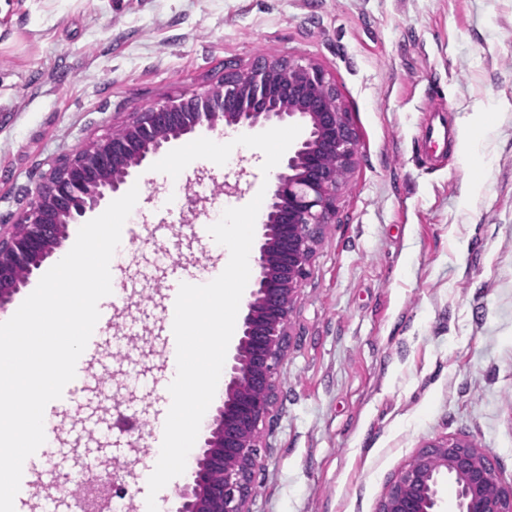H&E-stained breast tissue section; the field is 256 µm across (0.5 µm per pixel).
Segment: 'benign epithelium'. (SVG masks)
Segmentation results:
<instances>
[{
    "label": "benign epithelium",
    "mask_w": 512,
    "mask_h": 512,
    "mask_svg": "<svg viewBox=\"0 0 512 512\" xmlns=\"http://www.w3.org/2000/svg\"><path fill=\"white\" fill-rule=\"evenodd\" d=\"M224 97L207 92L149 106L119 135L96 141L55 167L35 189L16 224L0 225V308L19 291V269L33 272L68 236L69 225L120 191L130 176L123 155L139 165L165 144L219 124L248 131L299 121L305 136L283 160L260 224L253 288L241 337L225 365L224 406L183 488L178 512H248L260 425L273 402L295 300L315 247L333 223L344 176L358 157V138L336 85L312 63L266 57L224 70ZM455 486L456 512H512L496 458L464 439L425 444L388 484L376 512H442L443 491Z\"/></svg>",
    "instance_id": "7a95c632"
}]
</instances>
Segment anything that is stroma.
<instances>
[{
  "label": "stroma",
  "mask_w": 512,
  "mask_h": 512,
  "mask_svg": "<svg viewBox=\"0 0 512 512\" xmlns=\"http://www.w3.org/2000/svg\"><path fill=\"white\" fill-rule=\"evenodd\" d=\"M263 56L323 70L359 156L295 302L249 512H376L420 447L446 437L492 453L512 481V0H0V225L135 112ZM437 112L455 132L484 114L480 167L454 138L426 150ZM263 162L237 149L175 179L132 175L111 334L15 512H82L62 486L86 464L141 469L133 446L153 447L171 406L164 294L175 271L205 284L219 270L217 243L193 227L275 183ZM198 174L210 191L168 210L161 194Z\"/></svg>",
  "instance_id": "stroma-1"
}]
</instances>
